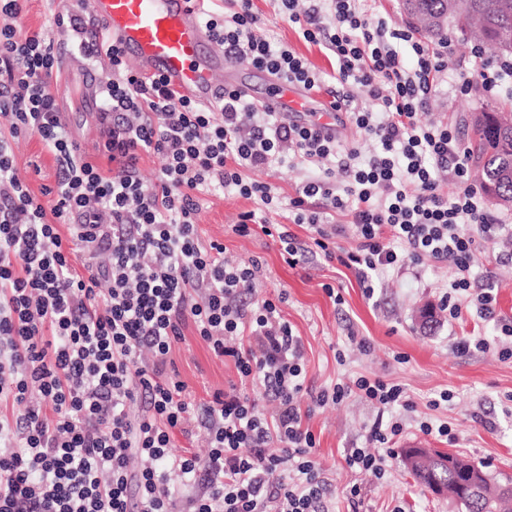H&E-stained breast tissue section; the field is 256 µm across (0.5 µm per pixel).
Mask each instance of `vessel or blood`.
<instances>
[{
	"label": "vessel or blood",
	"mask_w": 512,
	"mask_h": 512,
	"mask_svg": "<svg viewBox=\"0 0 512 512\" xmlns=\"http://www.w3.org/2000/svg\"><path fill=\"white\" fill-rule=\"evenodd\" d=\"M94 16L141 73L163 77L195 103L214 102L222 89L216 78L224 70V49L209 37L195 0H95ZM259 104L336 129L330 99L296 84L273 80Z\"/></svg>",
	"instance_id": "b4317fda"
}]
</instances>
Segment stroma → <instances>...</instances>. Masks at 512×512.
<instances>
[{"mask_svg": "<svg viewBox=\"0 0 512 512\" xmlns=\"http://www.w3.org/2000/svg\"><path fill=\"white\" fill-rule=\"evenodd\" d=\"M255 4L270 38L303 57L321 77L333 75V57L322 46L305 41L273 0H255ZM451 51L448 69L419 119L425 124L446 122L464 140L472 114L490 104L512 102V87L492 95L476 82L468 93H458L459 75L473 72L480 61H494L495 56L487 50L482 59H475L471 45L457 41L452 42ZM61 52L69 61L68 78L63 83L52 80L50 87L73 113H85V79L92 73L103 81L111 78L108 61L87 58L74 41L63 44ZM14 155L19 177L44 203H51L49 191L57 186L55 166L40 139L19 137ZM36 163L41 166L37 172L32 169ZM307 175V170L288 164L268 174L258 173V180L271 184L275 193L273 204L267 207L231 190L203 195L197 218L199 235L203 242L222 243L229 261H260V282L251 299H279L282 316L302 339L310 392L364 375L401 385L416 404L415 411L404 415L407 430L402 442L394 443L386 456V474L381 479L353 473L344 462L350 449L366 447L377 408L352 395L340 404L316 409L309 427L317 439L314 458L335 489L331 512H351L345 491L354 483L362 490L360 512H392L397 506L402 512H455L447 498L428 492L404 468L402 444L419 441L485 463L491 475L512 477V359H501L496 352L502 342L496 325L467 314L452 320L439 310L434 329H421L420 309L428 303L438 306L449 285L447 265L425 262L388 270L375 278L374 293L368 296L356 273L338 262L317 255L292 269L281 258L279 242L260 232L249 237L234 232L238 214L248 210L255 211L260 221L287 223L289 198ZM471 265L478 279H489L501 318L512 320V241L504 239L477 250ZM362 338L369 342V352L358 350ZM461 339L483 340L490 348L461 355L454 348ZM171 358L198 401L211 399L238 379L234 364L215 357L190 327L173 346ZM443 393L448 396L444 403L439 400ZM434 399L439 400V408L431 407ZM425 419L448 423L452 438L422 434L418 425Z\"/></svg>", "mask_w": 512, "mask_h": 512, "instance_id": "obj_1", "label": "stroma"}]
</instances>
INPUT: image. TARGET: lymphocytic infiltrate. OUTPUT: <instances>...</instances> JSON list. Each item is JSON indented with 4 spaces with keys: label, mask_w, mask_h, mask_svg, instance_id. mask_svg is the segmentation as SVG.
I'll return each instance as SVG.
<instances>
[{
    "label": "lymphocytic infiltrate",
    "mask_w": 512,
    "mask_h": 512,
    "mask_svg": "<svg viewBox=\"0 0 512 512\" xmlns=\"http://www.w3.org/2000/svg\"><path fill=\"white\" fill-rule=\"evenodd\" d=\"M25 2L0 0V406L18 409L0 417V442H17L0 452V512H172L174 476L205 485L193 512H325L334 489L313 457L303 401L321 407L355 394L390 411L367 435L383 448L406 430L393 408L414 403L400 385L365 376L306 397L300 336L272 300L248 305L258 261L229 264L222 244L201 241L200 197L230 187L271 205L272 186L250 174L273 170L292 150L323 171L297 186L288 224L258 223L250 210L236 233L278 239L289 267L320 255L364 283L383 268L447 264L450 317L496 320V297L473 286L470 260L506 224L471 183L456 131L418 121L448 68L450 42L431 50L369 13L366 0H276L305 41L334 57L332 98L374 142L365 155L232 89L196 104L163 78L130 69L114 40H94L89 54L112 70L98 114L100 165L66 130L49 84L60 49L23 29ZM229 2L231 15L201 12L226 55L325 89L304 58L260 35L253 0ZM22 135L38 136L55 161L52 206L18 176L13 143ZM145 153L162 160L150 182L139 169ZM335 214L347 224H332ZM293 224L309 226L307 243ZM349 230L356 247L337 249L335 237ZM82 253L95 261L83 273L74 264ZM189 324L239 376L203 403L169 358ZM266 401L273 412H264ZM176 431L205 433L207 458L175 452Z\"/></svg>",
    "instance_id": "lymphocytic-infiltrate-1"
}]
</instances>
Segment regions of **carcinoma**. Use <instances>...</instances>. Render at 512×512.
<instances>
[{"mask_svg":"<svg viewBox=\"0 0 512 512\" xmlns=\"http://www.w3.org/2000/svg\"><path fill=\"white\" fill-rule=\"evenodd\" d=\"M406 15L434 37L444 34L458 41L486 43L512 55V0H402ZM467 153L487 197L500 205L512 204V110L496 106L479 113L471 125ZM444 466L429 460L412 471L424 487L443 485L453 495L458 512H502L512 501V480L486 475L485 495H464L461 470L472 463L453 456Z\"/></svg>","mask_w":512,"mask_h":512,"instance_id":"cac0c4a2","label":"carcinoma"}]
</instances>
